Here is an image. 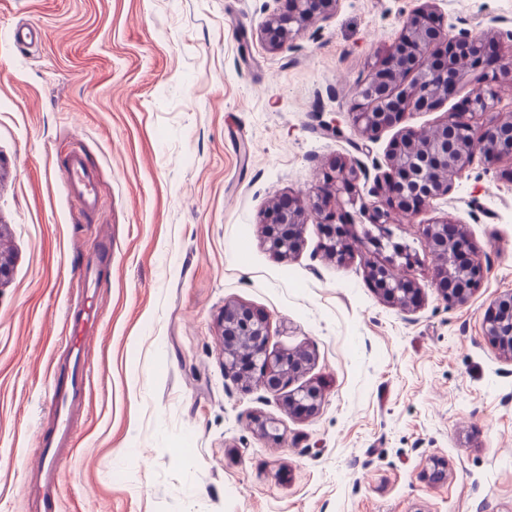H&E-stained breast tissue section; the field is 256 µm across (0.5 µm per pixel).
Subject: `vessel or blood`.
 <instances>
[{"label":"vessel or blood","mask_w":512,"mask_h":512,"mask_svg":"<svg viewBox=\"0 0 512 512\" xmlns=\"http://www.w3.org/2000/svg\"><path fill=\"white\" fill-rule=\"evenodd\" d=\"M69 186L88 209L100 203L96 180L81 155L66 159ZM69 356L53 375L52 411L55 427L52 433L40 434V460L30 469L25 482V494L35 512H50L57 501L64 474L58 459L68 454L74 442L73 413L85 398L86 369L83 360L90 340L99 333L97 308L86 301L82 309L67 318Z\"/></svg>","instance_id":"vessel-or-blood-1"}]
</instances>
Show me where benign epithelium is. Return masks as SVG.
I'll return each mask as SVG.
<instances>
[{"label": "benign epithelium", "instance_id": "obj_1", "mask_svg": "<svg viewBox=\"0 0 512 512\" xmlns=\"http://www.w3.org/2000/svg\"><path fill=\"white\" fill-rule=\"evenodd\" d=\"M338 0H291V9L270 14L259 26L261 40L272 51L289 46L318 19L336 11ZM495 37H475L465 31L449 35L440 21L436 0H423L404 22L393 44L380 55L357 88L349 106L354 125L366 138L409 111L430 112L463 85L472 86L461 112H450L433 129L402 131L385 156V165L375 164L379 174L370 176L357 158L324 175L316 192L306 198L290 196L277 200L262 225L266 250L289 259L303 248V226L310 215L321 219L324 253L340 263L367 254L364 271L381 299L403 310L420 303V287L397 273L410 267L416 257L406 247L390 241L386 231L392 215L409 219L430 202L449 195L455 179L473 164L476 155L492 166L512 161V150L501 139L512 131V115L495 111L496 84L512 81V62L500 52L496 61L486 58ZM366 195L353 192L359 181ZM371 200H366V197ZM342 201L358 208L360 216L378 234L358 233L353 224L336 223L331 203ZM426 243L434 260V280L448 306L469 303L485 280L487 268L471 257L476 246L463 223L452 218L427 224ZM390 246L392 255L371 259ZM483 332L500 354L512 360V292L500 294L489 304ZM224 341V372L247 390L252 382L278 392L305 373L314 361L307 349L275 353L268 348V317L242 303L224 304L221 320ZM323 389L311 383L288 392L283 405L290 414L315 415Z\"/></svg>", "mask_w": 512, "mask_h": 512}]
</instances>
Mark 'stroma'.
<instances>
[{
  "mask_svg": "<svg viewBox=\"0 0 512 512\" xmlns=\"http://www.w3.org/2000/svg\"><path fill=\"white\" fill-rule=\"evenodd\" d=\"M418 4L340 0L272 52L258 29L288 0H0V512H32L23 485L52 427L51 368L86 269L101 333L56 512H512V361L483 334L490 301L512 291L499 167L474 160L448 197L390 224L418 258L410 312L380 299L361 260L327 258L316 219L294 258L262 243L273 201L308 195L340 161L383 162L403 128L463 106L466 86L373 142L348 112ZM437 5L452 34L499 18L512 55V0ZM20 26L38 43L13 45ZM72 152L97 179L94 212L68 189ZM447 216L488 268L457 307L424 238ZM232 301L267 314L270 350L314 352L297 383L323 387L315 416L225 376ZM257 415L278 440L257 433Z\"/></svg>",
  "mask_w": 512,
  "mask_h": 512,
  "instance_id": "1",
  "label": "stroma"
}]
</instances>
